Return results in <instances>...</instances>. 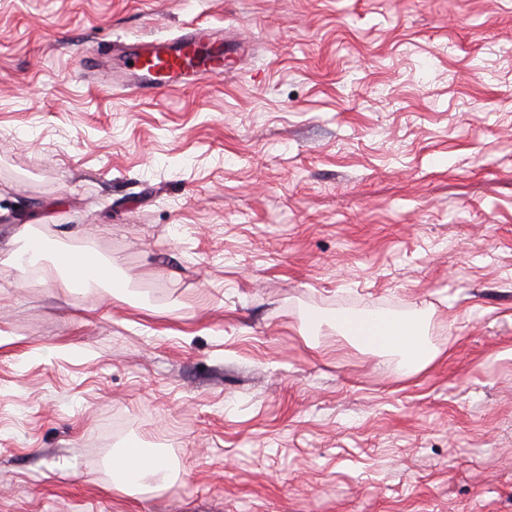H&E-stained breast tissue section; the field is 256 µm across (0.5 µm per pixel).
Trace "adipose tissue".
Listing matches in <instances>:
<instances>
[{"mask_svg":"<svg viewBox=\"0 0 512 512\" xmlns=\"http://www.w3.org/2000/svg\"><path fill=\"white\" fill-rule=\"evenodd\" d=\"M336 327L342 335L360 345L397 351L403 358L405 368L411 372L425 368L434 358L423 343L418 326L409 320L340 316L336 319ZM112 466L121 475L123 488L129 493L134 492L146 476L164 474L169 470L163 456H156L153 461L147 462L133 448L124 452L122 458L114 460Z\"/></svg>","mask_w":512,"mask_h":512,"instance_id":"obj_1","label":"adipose tissue"}]
</instances>
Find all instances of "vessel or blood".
<instances>
[{
    "label": "vessel or blood",
    "instance_id": "obj_1",
    "mask_svg": "<svg viewBox=\"0 0 512 512\" xmlns=\"http://www.w3.org/2000/svg\"><path fill=\"white\" fill-rule=\"evenodd\" d=\"M224 38L212 27L196 24L172 38L140 42L128 54L135 76L132 95L185 87L202 77L221 78L236 68V57L223 51Z\"/></svg>",
    "mask_w": 512,
    "mask_h": 512
}]
</instances>
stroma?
<instances>
[{
  "label": "stroma",
  "mask_w": 512,
  "mask_h": 512,
  "mask_svg": "<svg viewBox=\"0 0 512 512\" xmlns=\"http://www.w3.org/2000/svg\"><path fill=\"white\" fill-rule=\"evenodd\" d=\"M200 20L236 74L86 71ZM0 512H512V0H0ZM70 256L71 266L77 269L80 272V276L76 277L72 273L68 272L61 264V262L57 261L55 264L56 270L59 273H63L67 280L66 284L71 285L75 288L78 287L76 284L87 286L91 281L100 282V281H108L109 288H113L112 286V263L104 264L97 257L92 254H83V255H75ZM336 327L342 335L360 345L380 350H396L402 355L404 367L409 372L425 368L435 357L423 343L418 326L409 320L377 316L362 319L339 316L336 318ZM112 468L113 473L116 472L122 476L120 484L123 485L124 490L132 494L146 476L167 473L169 464L161 455L155 456L151 462H145L140 453L132 448L124 452L122 458H114Z\"/></svg>",
  "instance_id": "obj_1"
}]
</instances>
